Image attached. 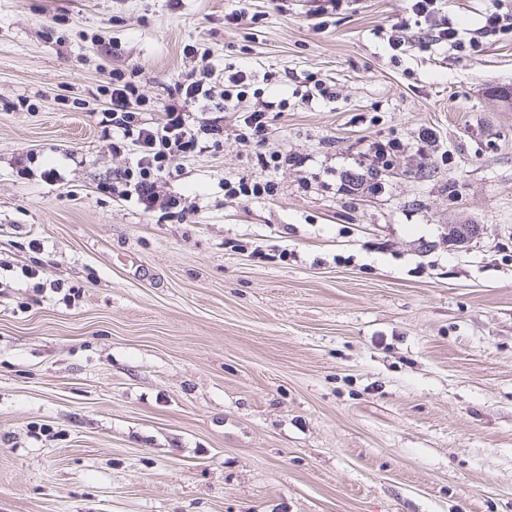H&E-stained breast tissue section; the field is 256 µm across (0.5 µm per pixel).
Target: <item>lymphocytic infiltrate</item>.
I'll use <instances>...</instances> for the list:
<instances>
[{"label": "lymphocytic infiltrate", "instance_id": "1", "mask_svg": "<svg viewBox=\"0 0 512 512\" xmlns=\"http://www.w3.org/2000/svg\"><path fill=\"white\" fill-rule=\"evenodd\" d=\"M512 32V14L494 9L485 13L478 36L465 38L451 17L443 13L440 0H411L410 14L391 27L387 39L391 51H404L406 44L421 48H449L463 53L481 52L484 41ZM185 56L203 60L202 70L177 77L168 86V102L160 118H153V102L124 72L113 71L104 88L109 106L98 115L101 134L113 156L124 164L111 180L99 183L101 192L131 203L143 214L162 213L178 223L190 221L197 212L191 198L168 190L175 158H194L224 148V117L237 113V143H263L268 136L266 109H240L239 103L251 84L244 70L231 73L208 64L202 45L188 44Z\"/></svg>", "mask_w": 512, "mask_h": 512}]
</instances>
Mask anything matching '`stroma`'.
<instances>
[{
  "label": "stroma",
  "instance_id": "1",
  "mask_svg": "<svg viewBox=\"0 0 512 512\" xmlns=\"http://www.w3.org/2000/svg\"><path fill=\"white\" fill-rule=\"evenodd\" d=\"M283 2L0 0V512H512V33L396 57L408 0ZM195 42L253 71L242 107L288 104L174 159L198 212L161 223L96 189L99 85L164 103ZM276 147L309 162L225 200ZM371 153L373 155H370L372 158L371 165H378L382 166L386 163H389L391 161L392 157H395L397 152L400 151V144L397 141L393 142H377L371 145ZM389 165H385L381 170L380 169H373L370 171H367V177L368 179L373 181V185L378 186L381 177L380 173L386 172ZM222 186L224 187L225 200L240 204L272 196L277 191V183L273 179H263L251 183L244 180L232 182L224 179Z\"/></svg>",
  "mask_w": 512,
  "mask_h": 512
}]
</instances>
